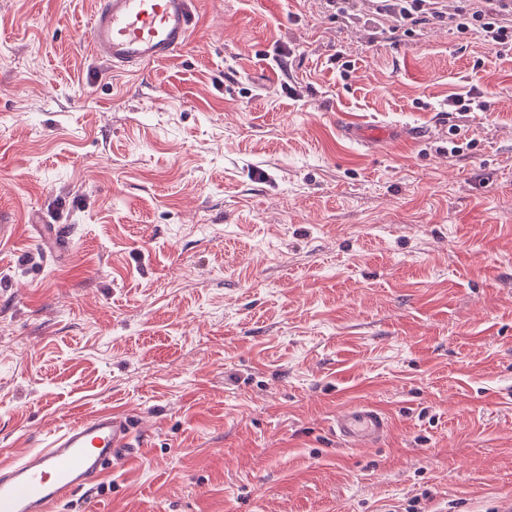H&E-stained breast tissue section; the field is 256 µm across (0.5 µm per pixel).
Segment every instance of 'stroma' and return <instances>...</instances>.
Here are the masks:
<instances>
[{
	"label": "stroma",
	"instance_id": "35a3bbf8",
	"mask_svg": "<svg viewBox=\"0 0 512 512\" xmlns=\"http://www.w3.org/2000/svg\"><path fill=\"white\" fill-rule=\"evenodd\" d=\"M95 7L0 0V463L112 409L146 448L59 512H512V54L195 0L113 73ZM490 101L484 99L481 93L469 92L466 97L454 96L448 98V109L452 112H487ZM390 419L375 405H352L335 419L336 435L357 447L383 439L390 429Z\"/></svg>",
	"mask_w": 512,
	"mask_h": 512
}]
</instances>
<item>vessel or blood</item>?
<instances>
[{
	"instance_id": "b4317fda",
	"label": "vessel or blood",
	"mask_w": 512,
	"mask_h": 512,
	"mask_svg": "<svg viewBox=\"0 0 512 512\" xmlns=\"http://www.w3.org/2000/svg\"><path fill=\"white\" fill-rule=\"evenodd\" d=\"M192 0H97L89 36L110 71L137 73L185 49L191 38ZM390 419L359 404L335 419L336 434L352 446L383 439ZM144 437L127 416L98 411L54 433L47 445L0 465V512H50L106 473L124 466Z\"/></svg>"
}]
</instances>
